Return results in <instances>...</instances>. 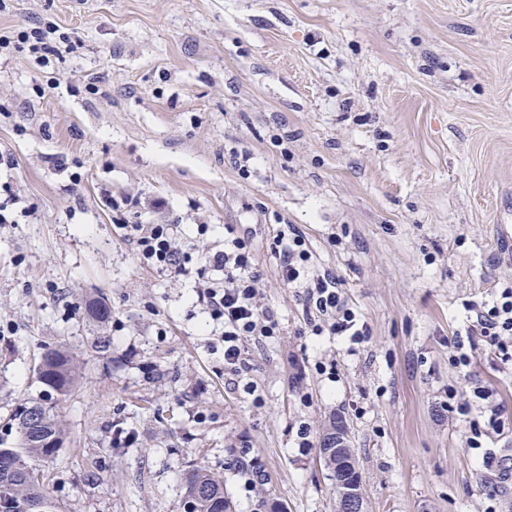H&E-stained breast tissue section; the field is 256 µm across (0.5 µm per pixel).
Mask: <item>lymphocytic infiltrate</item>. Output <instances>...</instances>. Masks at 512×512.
<instances>
[{"label": "lymphocytic infiltrate", "instance_id": "1", "mask_svg": "<svg viewBox=\"0 0 512 512\" xmlns=\"http://www.w3.org/2000/svg\"><path fill=\"white\" fill-rule=\"evenodd\" d=\"M14 42L27 45L37 65L44 67L51 57L70 48L71 36L36 24L24 25L15 36H0V54L9 51ZM125 231L142 264L174 276L189 274L192 256L177 246L173 225L129 224ZM269 250L278 261L283 286L302 289L306 302L314 309L315 316L309 325L315 333L327 331L346 336L355 345L369 341L368 326L360 323L335 278L314 269L312 252L303 235L294 230L277 233L269 242ZM208 264L220 271L221 276L206 283L202 299L212 320L224 328V371L241 382L249 372L247 338L278 335V322L261 302L254 249L248 239L238 236L235 225H225L224 248L211 254ZM469 310L470 335L479 337L502 360L511 361L512 286L502 288L492 302L470 304ZM448 409L463 414L478 413V420L471 423L469 445L480 450L483 466L493 467L496 456L485 443L501 435L504 426L500 406L491 392L479 384L473 385L466 395L449 390Z\"/></svg>", "mask_w": 512, "mask_h": 512}]
</instances>
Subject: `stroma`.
<instances>
[{
	"label": "stroma",
	"mask_w": 512,
	"mask_h": 512,
	"mask_svg": "<svg viewBox=\"0 0 512 512\" xmlns=\"http://www.w3.org/2000/svg\"><path fill=\"white\" fill-rule=\"evenodd\" d=\"M6 3L1 35L45 21L79 41L44 68L0 62V202L20 199L0 223V426L41 396L45 348L77 357L64 444L38 464L64 512H179L198 466L235 512H336L317 451L337 417L368 512H484L492 493L512 512V483L442 407L449 387L492 390L512 460V364L483 345L470 376L448 361L467 304L512 284V0ZM125 224L175 225L192 272L141 264ZM228 224L280 329L247 341L252 395L198 295ZM282 224L369 327L357 353L312 335L281 284Z\"/></svg>",
	"instance_id": "obj_1"
}]
</instances>
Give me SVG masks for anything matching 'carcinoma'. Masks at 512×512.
Returning a JSON list of instances; mask_svg holds the SVG:
<instances>
[{
	"instance_id": "obj_1",
	"label": "carcinoma",
	"mask_w": 512,
	"mask_h": 512,
	"mask_svg": "<svg viewBox=\"0 0 512 512\" xmlns=\"http://www.w3.org/2000/svg\"><path fill=\"white\" fill-rule=\"evenodd\" d=\"M41 375L52 382L51 388L60 395H66L78 382L79 369L74 358L63 348H53L44 352V367ZM39 409L40 413H49L48 423L43 427L44 435L62 438L63 428L52 408L40 402H25ZM8 430L16 433L13 442L7 443L0 436V458L7 461L11 468L10 477L22 486L23 502L40 499L46 505L45 512H62L57 503L38 482L28 481L29 472L36 462L48 459L58 452L56 448L39 447V437L27 430L25 415L13 411L5 424ZM185 490L197 488L208 490L196 500L200 512H227L228 501L224 498V477L206 468H194L185 473Z\"/></svg>"
}]
</instances>
